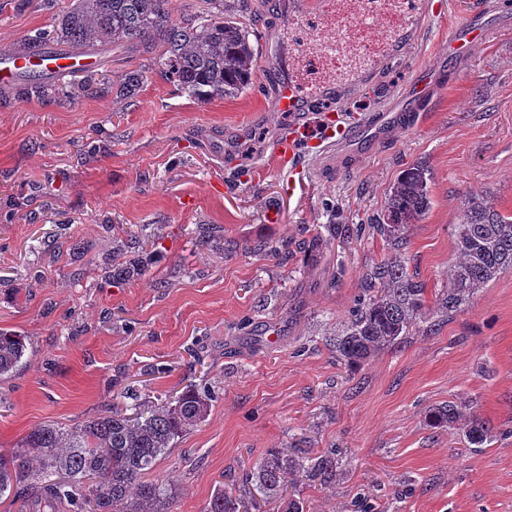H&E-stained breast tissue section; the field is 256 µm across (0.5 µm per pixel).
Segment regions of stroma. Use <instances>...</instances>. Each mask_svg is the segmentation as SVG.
<instances>
[{
  "mask_svg": "<svg viewBox=\"0 0 512 512\" xmlns=\"http://www.w3.org/2000/svg\"><path fill=\"white\" fill-rule=\"evenodd\" d=\"M70 3L0 0V48L51 29ZM438 3L443 20L339 106L369 112L381 93L402 106L426 66L437 81L385 139L311 162L303 195L282 194L273 152L289 121L274 108L288 77L275 38L288 0H224L258 52L238 96L190 98L148 56L116 48L101 80L147 74L128 98L72 87L57 101L0 99V328L28 341L18 371L0 379V450L36 426L72 428L196 384L207 415L155 467L174 484V512L236 491L272 448L333 454L331 475L288 480L306 512H512V270L360 368L329 347L390 255L370 226L404 170L430 173L431 208L403 251L428 306L448 286L468 194L485 190L512 213V0ZM476 10L487 37L449 56V28ZM116 224L159 237L132 284L105 274ZM260 242L271 253H255ZM450 401L486 420L487 446L429 424Z\"/></svg>",
  "mask_w": 512,
  "mask_h": 512,
  "instance_id": "stroma-1",
  "label": "stroma"
}]
</instances>
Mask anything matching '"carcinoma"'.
Returning a JSON list of instances; mask_svg holds the SVG:
<instances>
[{
	"instance_id": "1",
	"label": "carcinoma",
	"mask_w": 512,
	"mask_h": 512,
	"mask_svg": "<svg viewBox=\"0 0 512 512\" xmlns=\"http://www.w3.org/2000/svg\"><path fill=\"white\" fill-rule=\"evenodd\" d=\"M49 44L152 53L158 69L201 102L247 90L257 60L250 31L236 16L213 11L177 21L168 0H71L51 30L28 35L6 52L21 50L40 57ZM144 79L142 71L127 73L120 94L130 95ZM76 87L91 95L110 89L93 71L83 74ZM11 91L19 98L51 101L63 87L56 79L33 74ZM430 205L425 168L405 170L373 225L392 256L373 267L365 299L333 338L336 358L345 365L362 366L397 344L415 325L429 321L424 285L407 275L402 250L407 226L419 221ZM455 245L458 261L452 280L437 300L438 310L448 315L463 310L476 289L512 269V215L495 210L488 194L470 193L456 225ZM108 269L112 278L128 282L142 272L139 258L119 247L112 248ZM26 350V337L0 329V378L17 370ZM208 399L206 391L189 385L160 403L145 401L131 414L112 407L72 429L34 427L11 453H0V496L22 483L29 492L25 512H173L172 484L146 475L175 440L204 420ZM463 407L455 401L435 407L429 421L457 431L469 445L480 448L490 441L491 428L473 412L464 415ZM302 453L300 448L294 455L270 450L246 475L276 504V512H304L303 503L286 493L288 475L313 480L332 467L326 458L309 460ZM204 512H249V502L219 489Z\"/></svg>"
}]
</instances>
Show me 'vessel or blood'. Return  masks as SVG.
Instances as JSON below:
<instances>
[{
	"instance_id": "vessel-or-blood-1",
	"label": "vessel or blood",
	"mask_w": 512,
	"mask_h": 512,
	"mask_svg": "<svg viewBox=\"0 0 512 512\" xmlns=\"http://www.w3.org/2000/svg\"><path fill=\"white\" fill-rule=\"evenodd\" d=\"M359 22L371 30L366 47L347 51L342 32L310 28L302 36L282 37L278 61L290 66L291 74L279 88L274 101L277 111L288 113L293 121L277 141L274 153L284 172V189L288 193L303 191L310 186V159L329 151L351 152L383 138L386 131L399 121L400 113L389 104L379 111L351 116L339 111L320 113L315 120L305 119L302 109L310 100L320 98L326 91L341 96L372 83L387 60L408 53L417 37L438 16L435 0H364L355 7ZM489 27L484 14L473 13L465 24L453 28L448 35L449 55H458L475 46ZM317 50L319 58L347 52L348 66L334 72L325 71L311 76L309 61H297L298 44ZM99 57L92 52L64 51L47 47L42 59L36 60L20 53L0 56V87H11L29 72L38 71L48 77L82 74L95 69Z\"/></svg>"
}]
</instances>
